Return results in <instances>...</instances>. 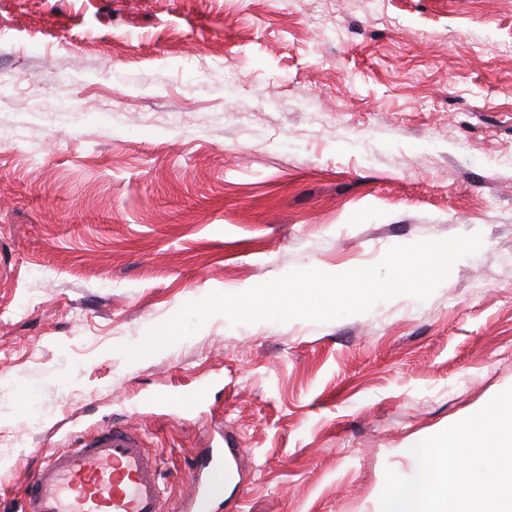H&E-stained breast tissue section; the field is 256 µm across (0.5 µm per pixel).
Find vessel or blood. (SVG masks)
I'll list each match as a JSON object with an SVG mask.
<instances>
[{"instance_id": "obj_1", "label": "vessel or blood", "mask_w": 512, "mask_h": 512, "mask_svg": "<svg viewBox=\"0 0 512 512\" xmlns=\"http://www.w3.org/2000/svg\"><path fill=\"white\" fill-rule=\"evenodd\" d=\"M38 455L24 483L23 512H171L160 459L129 422L72 432L66 445ZM235 456V449L212 448L193 459L187 512H211L224 493V462Z\"/></svg>"}]
</instances>
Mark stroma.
I'll list each match as a JSON object with an SVG mask.
<instances>
[{
	"mask_svg": "<svg viewBox=\"0 0 512 512\" xmlns=\"http://www.w3.org/2000/svg\"><path fill=\"white\" fill-rule=\"evenodd\" d=\"M474 233L427 300L124 352L209 293ZM509 388L512 0H0V512L121 417L178 510L230 440L238 512H374Z\"/></svg>",
	"mask_w": 512,
	"mask_h": 512,
	"instance_id": "1",
	"label": "stroma"
}]
</instances>
